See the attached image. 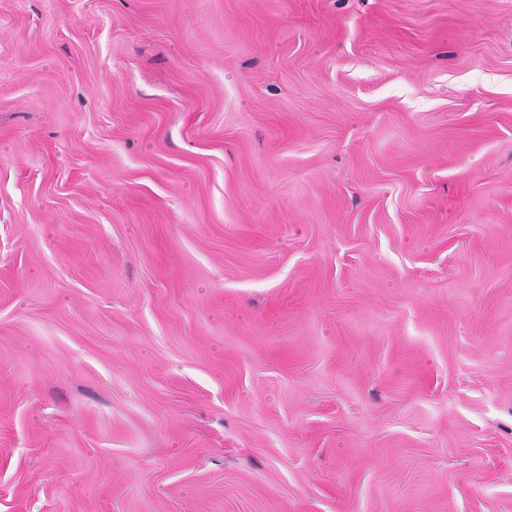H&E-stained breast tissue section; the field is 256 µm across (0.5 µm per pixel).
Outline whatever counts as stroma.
I'll list each match as a JSON object with an SVG mask.
<instances>
[{"label": "stroma", "mask_w": 512, "mask_h": 512, "mask_svg": "<svg viewBox=\"0 0 512 512\" xmlns=\"http://www.w3.org/2000/svg\"><path fill=\"white\" fill-rule=\"evenodd\" d=\"M0 512H512V0H0Z\"/></svg>", "instance_id": "35a3bbf8"}]
</instances>
